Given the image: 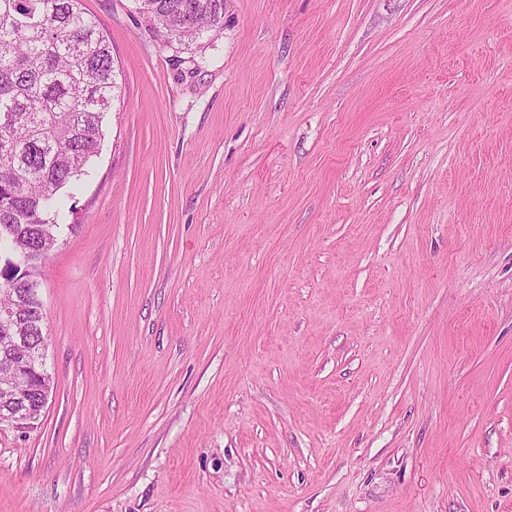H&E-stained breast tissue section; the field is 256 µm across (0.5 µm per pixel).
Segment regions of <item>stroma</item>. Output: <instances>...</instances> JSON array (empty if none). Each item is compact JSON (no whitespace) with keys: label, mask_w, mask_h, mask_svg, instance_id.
Masks as SVG:
<instances>
[{"label":"stroma","mask_w":512,"mask_h":512,"mask_svg":"<svg viewBox=\"0 0 512 512\" xmlns=\"http://www.w3.org/2000/svg\"><path fill=\"white\" fill-rule=\"evenodd\" d=\"M81 4L119 90L0 512H512V0ZM138 1L139 12L180 44L197 42L210 33L218 35L224 29V0Z\"/></svg>","instance_id":"stroma-1"}]
</instances>
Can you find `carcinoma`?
<instances>
[{"label":"carcinoma","mask_w":512,"mask_h":512,"mask_svg":"<svg viewBox=\"0 0 512 512\" xmlns=\"http://www.w3.org/2000/svg\"><path fill=\"white\" fill-rule=\"evenodd\" d=\"M139 12L181 44L224 29V0H140ZM117 82L110 42L80 0H0V230L44 263L61 221L62 190L98 156ZM30 336L46 312L32 298Z\"/></svg>","instance_id":"obj_1"}]
</instances>
